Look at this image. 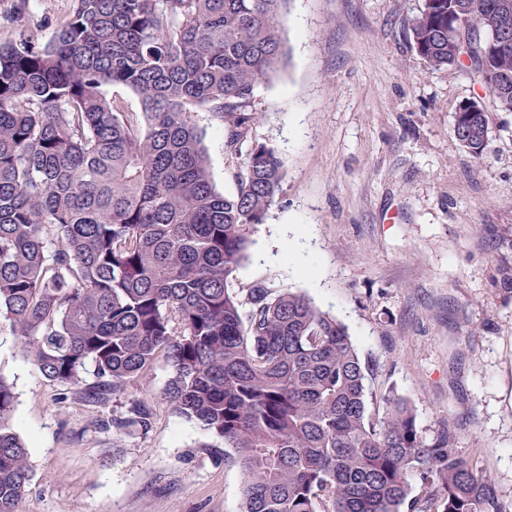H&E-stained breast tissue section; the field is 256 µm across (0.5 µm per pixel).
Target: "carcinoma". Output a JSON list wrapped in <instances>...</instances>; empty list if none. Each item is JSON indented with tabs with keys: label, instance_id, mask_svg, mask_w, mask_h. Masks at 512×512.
I'll return each mask as SVG.
<instances>
[{
	"label": "carcinoma",
	"instance_id": "1",
	"mask_svg": "<svg viewBox=\"0 0 512 512\" xmlns=\"http://www.w3.org/2000/svg\"><path fill=\"white\" fill-rule=\"evenodd\" d=\"M286 0H75L46 43L0 44V313L49 381L99 388L173 368V410L224 439L243 475L240 512H499L453 435L422 439L407 402L368 413L367 368L345 326L296 293L229 277L248 233L279 198L274 148L247 143L258 85L280 69ZM494 0H423L410 37L432 68H464L512 112V13ZM509 43L486 54L492 29ZM139 98L145 127L105 93ZM455 113L475 157L488 142L482 97ZM245 155L237 194L214 187L191 109ZM0 379V512L32 479L7 424ZM421 493H414L413 481Z\"/></svg>",
	"mask_w": 512,
	"mask_h": 512
}]
</instances>
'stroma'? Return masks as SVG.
Segmentation results:
<instances>
[{
  "instance_id": "stroma-1",
  "label": "stroma",
  "mask_w": 512,
  "mask_h": 512,
  "mask_svg": "<svg viewBox=\"0 0 512 512\" xmlns=\"http://www.w3.org/2000/svg\"><path fill=\"white\" fill-rule=\"evenodd\" d=\"M0 0V43L48 39L73 0ZM422 0H287L282 68L255 91L253 142L275 149L282 192L250 231L234 290L256 284L309 298L348 329L368 369L369 411L405 400L427 440L453 433L459 454L512 512V112L489 111L476 158L454 112L482 88L465 70L430 68L410 25ZM212 181L238 190L243 156L211 113ZM171 368L85 398L97 382L47 380L0 315V379L9 426L33 477L20 512H239L242 474L222 438L165 399ZM148 427L128 424L134 406Z\"/></svg>"
}]
</instances>
